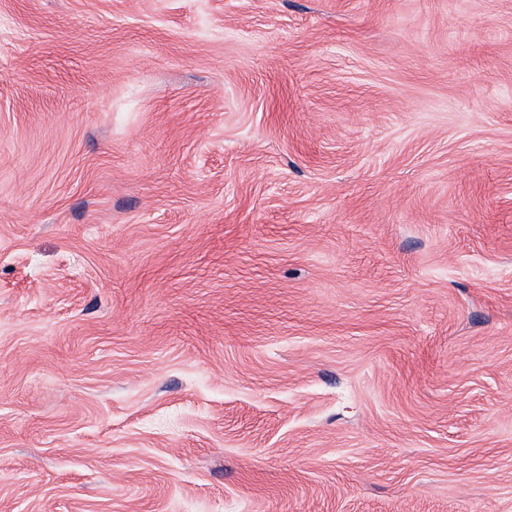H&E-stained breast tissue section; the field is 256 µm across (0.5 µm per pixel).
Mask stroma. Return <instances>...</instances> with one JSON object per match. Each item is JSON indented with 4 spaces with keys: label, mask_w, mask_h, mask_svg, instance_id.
Segmentation results:
<instances>
[{
    "label": "stroma",
    "mask_w": 512,
    "mask_h": 512,
    "mask_svg": "<svg viewBox=\"0 0 512 512\" xmlns=\"http://www.w3.org/2000/svg\"><path fill=\"white\" fill-rule=\"evenodd\" d=\"M0 512H512V0H0Z\"/></svg>",
    "instance_id": "1"
}]
</instances>
